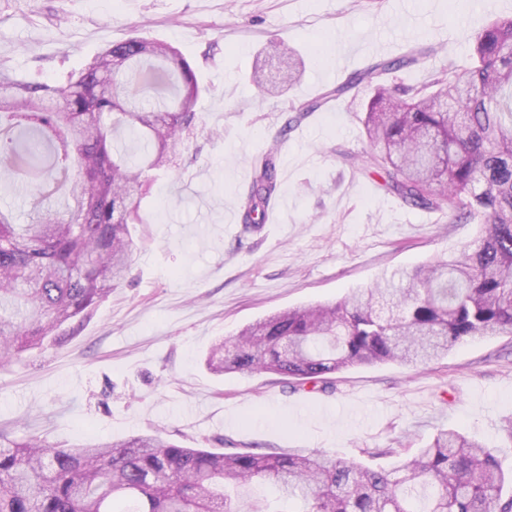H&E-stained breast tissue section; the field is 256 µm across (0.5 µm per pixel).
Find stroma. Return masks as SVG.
Instances as JSON below:
<instances>
[{
    "label": "stroma",
    "mask_w": 512,
    "mask_h": 512,
    "mask_svg": "<svg viewBox=\"0 0 512 512\" xmlns=\"http://www.w3.org/2000/svg\"><path fill=\"white\" fill-rule=\"evenodd\" d=\"M512 16V0H0V68L55 83L133 32L178 46L206 91L171 169L141 202L135 263L60 342L0 361V431L59 448L160 432L189 448L229 437L241 451L295 449L366 461L367 450L412 452L454 428L512 468L501 429L512 416V335L478 338L427 366L378 363L299 386L274 373H211V344L272 312L336 302L395 270L458 253L473 224L407 207L379 177L350 165L369 151L359 89L308 114L281 145L274 222L245 231L238 215L250 161L293 108L376 58L437 46L418 83L469 38ZM279 42L299 79L258 88L255 65Z\"/></svg>",
    "instance_id": "obj_1"
}]
</instances>
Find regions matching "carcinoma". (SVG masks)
Here are the masks:
<instances>
[{"label":"carcinoma","mask_w":512,"mask_h":512,"mask_svg":"<svg viewBox=\"0 0 512 512\" xmlns=\"http://www.w3.org/2000/svg\"><path fill=\"white\" fill-rule=\"evenodd\" d=\"M471 40L474 63L462 73L450 61L424 83H386L437 52L412 46L294 109L252 161L241 210L246 227L260 229L277 190L281 138L364 86L373 95L362 168L407 206L478 224L473 243L336 303L251 324L213 345L211 372H273L316 384L350 367L425 363L467 339L512 334V17ZM203 91L178 48L137 35L54 85L0 69V175L20 181L33 200L25 224L0 210L1 359L82 321L126 278L130 225L142 223L141 201L169 170ZM265 482L299 506L257 497ZM509 484L495 450L458 430H441L385 466L297 451L186 448L149 434L81 448L0 434V512H512Z\"/></svg>","instance_id":"1"}]
</instances>
